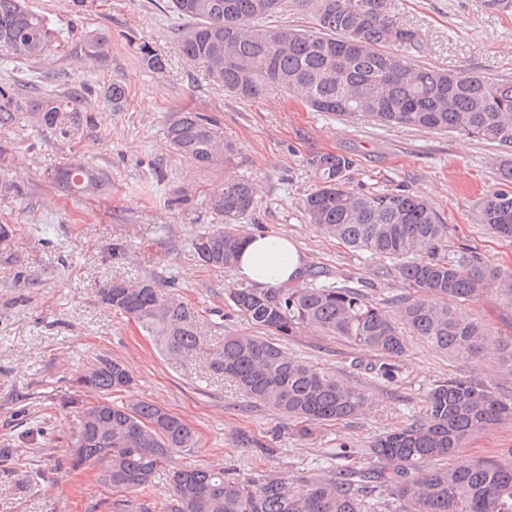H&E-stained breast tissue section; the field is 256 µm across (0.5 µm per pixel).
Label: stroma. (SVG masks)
<instances>
[{
  "instance_id": "stroma-1",
  "label": "stroma",
  "mask_w": 512,
  "mask_h": 512,
  "mask_svg": "<svg viewBox=\"0 0 512 512\" xmlns=\"http://www.w3.org/2000/svg\"><path fill=\"white\" fill-rule=\"evenodd\" d=\"M396 3L398 21L421 33L417 63L512 82V9L493 0ZM26 5L51 20L61 45L38 59H0V86H9L16 113L13 125L0 128V224L14 230L10 253H0V454L8 458L0 465V512H105L108 491L98 467H68L76 414L62 403L68 396L93 401L77 380L98 357L121 361L134 377L130 388L112 393V402L156 403L194 431L196 447L177 450L171 466L221 468L241 480L374 468L371 441L421 416L437 382L474 376L512 384L490 359L451 360L415 340L396 381L384 382L367 370L377 353L310 328L282 340V347L360 388L372 405L301 439L277 412L210 376L205 361L183 367L162 356L133 319L100 302L97 290L106 281L160 282L197 311L200 334L214 349L228 333L273 336L232 305L235 271L203 266L191 247L196 233L218 227L208 198L225 179L244 178L257 189L242 233L288 231L324 281L389 300L407 290L393 273L394 261L350 248L309 224L304 201L319 181L313 158H350L347 185L356 193L402 189L429 197L448 226V257L472 248L488 264L512 271V239L481 224L476 206L504 186L498 151L443 131L314 112L277 91L249 101L232 96L178 53L185 22L170 13L167 0ZM98 35L106 40V60L86 62L84 40ZM143 43L165 57L163 70L142 63ZM113 82L128 89L120 112L98 95ZM45 96L75 102L93 124L45 131L28 109ZM185 108L216 119L237 146L232 164L200 168L172 151L165 130ZM65 165L92 168L104 180L91 192H64L52 175ZM116 242L127 247L118 262L111 254ZM467 311L492 336L512 338L511 300L494 293Z\"/></svg>"
}]
</instances>
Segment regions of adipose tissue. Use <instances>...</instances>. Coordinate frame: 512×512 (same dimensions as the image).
I'll return each mask as SVG.
<instances>
[{
  "label": "adipose tissue",
  "mask_w": 512,
  "mask_h": 512,
  "mask_svg": "<svg viewBox=\"0 0 512 512\" xmlns=\"http://www.w3.org/2000/svg\"><path fill=\"white\" fill-rule=\"evenodd\" d=\"M305 258L287 232L253 236L235 266L238 278L263 288L277 287L298 277Z\"/></svg>",
  "instance_id": "ef3b65f1"
}]
</instances>
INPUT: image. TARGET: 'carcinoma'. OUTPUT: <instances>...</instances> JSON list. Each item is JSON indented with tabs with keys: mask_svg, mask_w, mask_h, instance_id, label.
I'll return each mask as SVG.
<instances>
[{
	"mask_svg": "<svg viewBox=\"0 0 512 512\" xmlns=\"http://www.w3.org/2000/svg\"><path fill=\"white\" fill-rule=\"evenodd\" d=\"M172 12L188 21L176 48L216 83L241 99L278 89L315 112L360 116L386 125L448 131L498 147L501 180L512 183V83L486 80L464 71L415 63L423 41L418 29L397 22L394 0H297L312 27L268 26L287 0H170ZM58 31L22 0H0V57L37 59ZM85 58H105V40L84 42ZM142 62L157 70L164 60L140 47ZM103 104L117 111L127 98L114 82L101 91ZM12 99L0 89V128L15 120ZM42 127L79 123L69 103L44 97L31 105ZM173 150L199 167L229 163L236 145L214 119L181 110L166 128ZM319 185L306 197L308 222L357 250L398 261L397 277L409 292L389 304L358 288L317 281L259 288L238 282L230 299L254 325L284 338L313 327L359 349L380 354L368 367L378 380L393 381L396 361L408 338L450 359L498 358L512 374V342L495 341L466 311L488 293L512 297V273L476 255L449 260L440 254L447 226L434 204L408 191L360 195L346 187L351 161L324 153L313 160ZM57 186L77 194L102 181L82 166L54 173ZM256 201L246 179H228L209 196L222 219L220 230L192 239L209 268L236 265L246 241L236 224ZM482 223L512 238V191L501 190L478 203ZM105 305L131 317L160 353L186 366L204 359L209 375L236 384L259 406L269 407L294 426L300 438L324 422L361 415L369 397L314 364L291 357L281 346L257 336L229 334L219 349L199 335L195 311L154 279L131 283L113 278L98 290ZM128 367L99 358L79 379L101 394L88 405L78 401L70 467L102 466L108 512H155L142 499L171 454L193 448L196 437L179 417L148 401L112 403L109 394L132 385ZM512 425V394L483 381L450 377L427 393L423 417L394 426L377 438L369 455L380 466L353 477L273 475L242 481L222 469L181 468L168 474L161 512H512V448L479 456L463 466L448 463L473 436Z\"/></svg>",
	"mask_w": 512,
	"mask_h": 512,
	"instance_id": "cac0c4a2",
	"label": "carcinoma"
}]
</instances>
